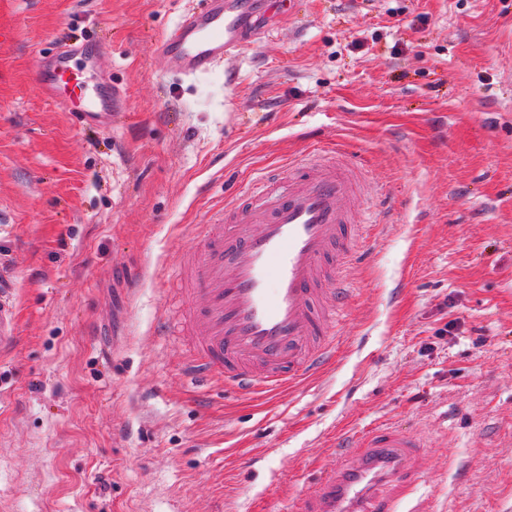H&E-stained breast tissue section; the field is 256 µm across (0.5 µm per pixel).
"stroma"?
<instances>
[{
    "label": "stroma",
    "mask_w": 512,
    "mask_h": 512,
    "mask_svg": "<svg viewBox=\"0 0 512 512\" xmlns=\"http://www.w3.org/2000/svg\"><path fill=\"white\" fill-rule=\"evenodd\" d=\"M185 2L0 0V512H296L382 426L426 444L400 512H512V0H291L199 80L150 52ZM68 44L103 46L111 122L38 90ZM337 142L372 208L335 360L191 383L160 330L180 253L227 189Z\"/></svg>",
    "instance_id": "35a3bbf8"
}]
</instances>
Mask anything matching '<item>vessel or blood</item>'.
<instances>
[{
	"label": "vessel or blood",
	"mask_w": 512,
	"mask_h": 512,
	"mask_svg": "<svg viewBox=\"0 0 512 512\" xmlns=\"http://www.w3.org/2000/svg\"><path fill=\"white\" fill-rule=\"evenodd\" d=\"M256 0H190L153 52L181 77L216 73L248 40L261 37ZM74 49L44 58L36 83L51 103L76 108L85 122L111 114L115 92L91 90L72 58ZM359 166L333 149L290 164L285 176L262 174L236 189L215 221L203 225L201 247L184 252L174 273L181 302L177 334L189 346L191 379L224 380L255 392L307 379L336 354L337 325L353 294L344 271L367 215ZM360 447L416 448L419 440L381 428ZM402 466L379 471L364 454L332 462L306 492L299 512H336L338 500L362 512H396L372 495L375 484L401 480Z\"/></svg>",
	"instance_id": "b4317fda"
}]
</instances>
